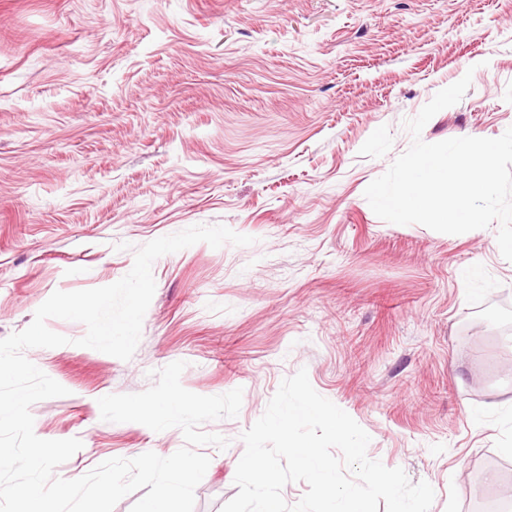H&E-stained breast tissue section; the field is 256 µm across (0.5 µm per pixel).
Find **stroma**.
<instances>
[{
    "label": "stroma",
    "mask_w": 512,
    "mask_h": 512,
    "mask_svg": "<svg viewBox=\"0 0 512 512\" xmlns=\"http://www.w3.org/2000/svg\"><path fill=\"white\" fill-rule=\"evenodd\" d=\"M471 75L421 138L512 127V0H0V339L57 290L107 286L137 248L194 225L156 259L137 349L66 345L26 357L67 390L34 403L42 439L77 438L55 470L81 477L179 429L103 421L99 398L242 388L237 417L201 429L214 464L194 512L237 494L241 435L281 382L312 387L370 436V459L435 491L430 512H486L512 494V261L498 225L449 235L375 215L364 191L411 145L404 127ZM487 282L465 292L460 271Z\"/></svg>",
    "instance_id": "obj_1"
}]
</instances>
